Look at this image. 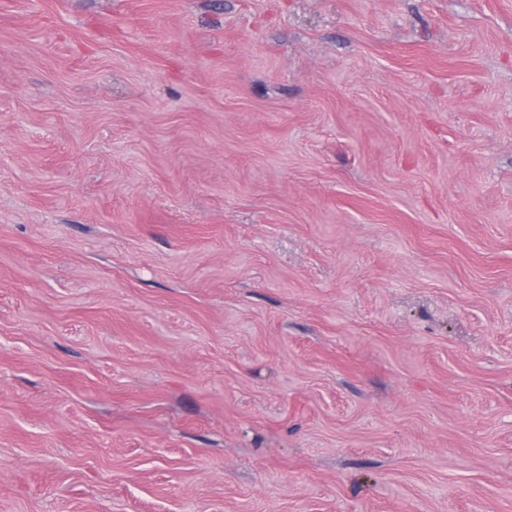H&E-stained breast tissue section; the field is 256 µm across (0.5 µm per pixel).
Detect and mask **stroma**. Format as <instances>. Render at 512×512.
Listing matches in <instances>:
<instances>
[{"instance_id":"obj_1","label":"stroma","mask_w":512,"mask_h":512,"mask_svg":"<svg viewBox=\"0 0 512 512\" xmlns=\"http://www.w3.org/2000/svg\"><path fill=\"white\" fill-rule=\"evenodd\" d=\"M0 512H512V0H0Z\"/></svg>"}]
</instances>
